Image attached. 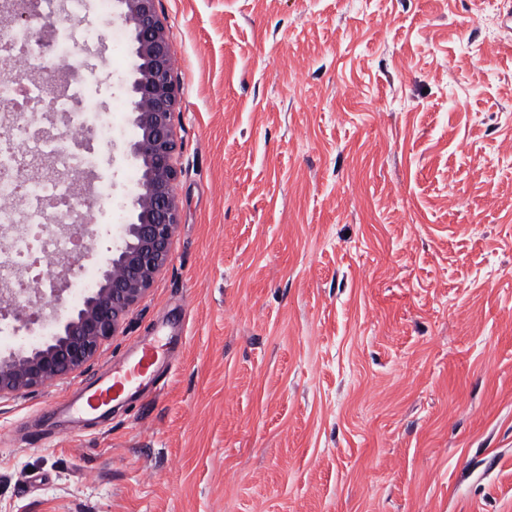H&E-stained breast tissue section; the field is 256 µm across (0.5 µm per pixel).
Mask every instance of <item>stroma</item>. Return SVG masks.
<instances>
[{
	"mask_svg": "<svg viewBox=\"0 0 512 512\" xmlns=\"http://www.w3.org/2000/svg\"><path fill=\"white\" fill-rule=\"evenodd\" d=\"M160 0L182 88L167 266L88 364L0 400V512H512V0ZM88 65L94 237L139 172L118 11ZM159 387L45 414L137 341Z\"/></svg>",
	"mask_w": 512,
	"mask_h": 512,
	"instance_id": "stroma-1",
	"label": "stroma"
}]
</instances>
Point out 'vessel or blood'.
I'll return each instance as SVG.
<instances>
[{"label": "vessel or blood", "instance_id": "vessel-or-blood-1", "mask_svg": "<svg viewBox=\"0 0 512 512\" xmlns=\"http://www.w3.org/2000/svg\"><path fill=\"white\" fill-rule=\"evenodd\" d=\"M168 353L167 343L160 339L136 344L125 362L109 370L101 383L80 387L70 398L58 403L53 411L54 417L70 420L90 415L105 417L113 402L133 396L147 385L156 384V368Z\"/></svg>", "mask_w": 512, "mask_h": 512}]
</instances>
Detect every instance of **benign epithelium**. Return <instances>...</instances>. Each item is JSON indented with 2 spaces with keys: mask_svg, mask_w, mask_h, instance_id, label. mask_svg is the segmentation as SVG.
<instances>
[{
  "mask_svg": "<svg viewBox=\"0 0 512 512\" xmlns=\"http://www.w3.org/2000/svg\"><path fill=\"white\" fill-rule=\"evenodd\" d=\"M133 46L130 105L137 138L129 160L141 176L133 191L122 244L112 252L99 287L74 307L63 302L60 282L46 303L54 333L0 355V398L15 397L60 380L91 361L101 344L117 335L125 317L170 260L177 225L178 138L175 114L181 90L172 73V42L159 13L160 0H118ZM20 294L3 308L32 330L40 316L27 312Z\"/></svg>",
  "mask_w": 512,
  "mask_h": 512,
  "instance_id": "1",
  "label": "benign epithelium"
}]
</instances>
